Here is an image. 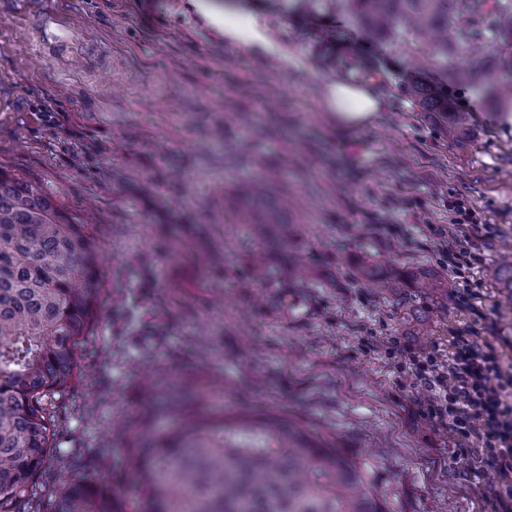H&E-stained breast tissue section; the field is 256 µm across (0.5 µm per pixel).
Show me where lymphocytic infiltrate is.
I'll return each mask as SVG.
<instances>
[{
    "mask_svg": "<svg viewBox=\"0 0 512 512\" xmlns=\"http://www.w3.org/2000/svg\"><path fill=\"white\" fill-rule=\"evenodd\" d=\"M402 356L433 393L431 415L458 437L476 440L507 486L491 512H512V371L502 346L459 334L450 337L447 357L408 350Z\"/></svg>",
    "mask_w": 512,
    "mask_h": 512,
    "instance_id": "obj_1",
    "label": "lymphocytic infiltrate"
}]
</instances>
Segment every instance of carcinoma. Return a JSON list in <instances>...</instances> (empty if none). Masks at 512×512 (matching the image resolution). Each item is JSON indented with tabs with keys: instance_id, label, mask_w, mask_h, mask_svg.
Wrapping results in <instances>:
<instances>
[{
	"instance_id": "cac0c4a2",
	"label": "carcinoma",
	"mask_w": 512,
	"mask_h": 512,
	"mask_svg": "<svg viewBox=\"0 0 512 512\" xmlns=\"http://www.w3.org/2000/svg\"><path fill=\"white\" fill-rule=\"evenodd\" d=\"M372 36L408 48L452 85H484L493 107L512 108V0H340ZM423 112L438 114L448 138L471 130L448 90L416 85ZM100 249L85 225L40 186L0 169V512H123L95 477L67 479L48 503L28 497L50 472L58 409L86 352L102 293ZM153 416L179 419L138 432L130 469L135 512H386L366 470L287 419L206 421L176 396Z\"/></svg>"
}]
</instances>
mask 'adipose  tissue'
I'll return each mask as SVG.
<instances>
[{
  "label": "adipose tissue",
  "instance_id": "adipose-tissue-1",
  "mask_svg": "<svg viewBox=\"0 0 512 512\" xmlns=\"http://www.w3.org/2000/svg\"><path fill=\"white\" fill-rule=\"evenodd\" d=\"M322 103L341 130L351 132L373 125L382 103L366 87L336 80L323 88Z\"/></svg>",
  "mask_w": 512,
  "mask_h": 512
}]
</instances>
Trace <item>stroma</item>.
Segmentation results:
<instances>
[{
  "label": "stroma",
  "mask_w": 512,
  "mask_h": 512,
  "mask_svg": "<svg viewBox=\"0 0 512 512\" xmlns=\"http://www.w3.org/2000/svg\"><path fill=\"white\" fill-rule=\"evenodd\" d=\"M261 30L290 60L224 38L212 21ZM383 101L345 132L321 103L330 81ZM447 86L406 50L373 39L336 0H0V169L38 182L87 224L102 288L87 356L65 400L52 499L78 476L133 502L124 444L103 438L175 385L195 407L281 414L366 467L387 512H488L502 486L479 445L432 418L430 391L392 342L447 354L452 332L512 339V125L474 93L451 141L406 92ZM266 182L290 250L256 257L268 236L235 190ZM475 223L459 229V208ZM485 261L471 304L450 253ZM307 272H282L289 252ZM401 279L384 294L364 265ZM414 273L440 289L413 287Z\"/></svg>",
  "instance_id": "stroma-1"
}]
</instances>
